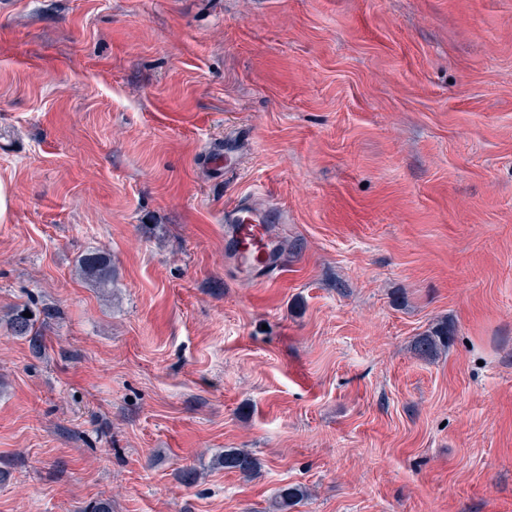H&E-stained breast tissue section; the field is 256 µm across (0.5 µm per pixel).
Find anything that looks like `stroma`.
<instances>
[{
  "label": "stroma",
  "instance_id": "obj_1",
  "mask_svg": "<svg viewBox=\"0 0 512 512\" xmlns=\"http://www.w3.org/2000/svg\"><path fill=\"white\" fill-rule=\"evenodd\" d=\"M0 183V512H512V0H0ZM286 218L275 209H257L238 202L224 209V248L241 267L273 272L282 266L283 252L274 224ZM84 271L103 287L110 283L111 273L108 265L97 254L86 255L81 260ZM25 308L14 310L9 319V324L14 336H31L32 347L37 350L41 345L38 330H35V321L32 317H24ZM215 463L224 468L237 469L244 474L253 473L257 466L256 459L242 450L224 451L223 455L215 459Z\"/></svg>",
  "mask_w": 512,
  "mask_h": 512
}]
</instances>
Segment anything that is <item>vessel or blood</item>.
<instances>
[{
  "label": "vessel or blood",
  "instance_id": "1",
  "mask_svg": "<svg viewBox=\"0 0 512 512\" xmlns=\"http://www.w3.org/2000/svg\"><path fill=\"white\" fill-rule=\"evenodd\" d=\"M274 209H258L239 202L224 209V248L241 267L255 272H273L282 266L276 227L285 223Z\"/></svg>",
  "mask_w": 512,
  "mask_h": 512
}]
</instances>
